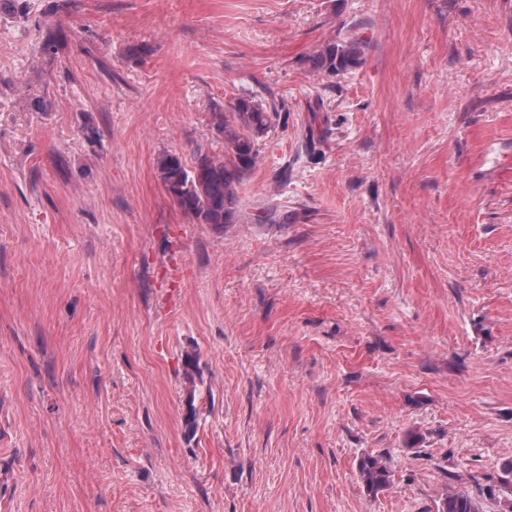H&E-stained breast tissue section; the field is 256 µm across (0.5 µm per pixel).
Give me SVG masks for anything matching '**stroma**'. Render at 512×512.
I'll return each instance as SVG.
<instances>
[{"label": "stroma", "mask_w": 512, "mask_h": 512, "mask_svg": "<svg viewBox=\"0 0 512 512\" xmlns=\"http://www.w3.org/2000/svg\"><path fill=\"white\" fill-rule=\"evenodd\" d=\"M26 3L0 0V512H503L512 0ZM246 95L284 109L220 230L155 162ZM362 42L356 38L351 39L341 49L336 43H327L312 58L315 68L336 71V68H347L355 64L363 54ZM359 479L368 495L377 496L393 483V474L379 454H364L357 463ZM437 512H480L478 502L470 493H446L440 499Z\"/></svg>", "instance_id": "stroma-1"}]
</instances>
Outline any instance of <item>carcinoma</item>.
I'll return each instance as SVG.
<instances>
[{
	"instance_id": "obj_1",
	"label": "carcinoma",
	"mask_w": 512,
	"mask_h": 512,
	"mask_svg": "<svg viewBox=\"0 0 512 512\" xmlns=\"http://www.w3.org/2000/svg\"><path fill=\"white\" fill-rule=\"evenodd\" d=\"M356 38L338 48L334 43L322 47L312 58L315 68L334 71L356 63L363 54ZM276 100L262 101L239 97L224 112L211 113L214 135L223 143V152L198 149L192 164L175 154L158 157V176L174 204L200 224L222 228L234 224L239 212V189L260 158L259 138L275 127ZM359 479L371 496L388 489L393 474L379 454H364L357 463ZM437 512H479L478 502L465 492L447 493L440 499Z\"/></svg>"
}]
</instances>
